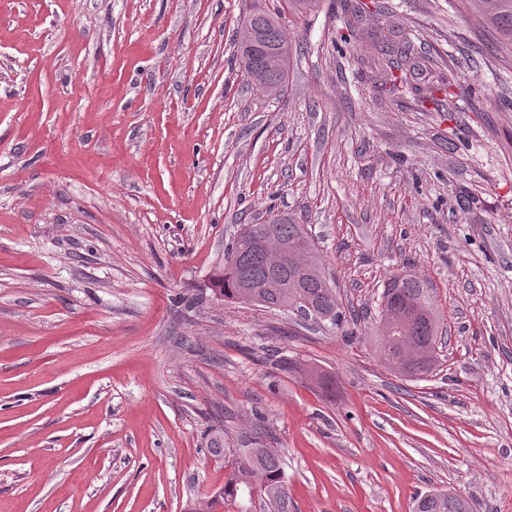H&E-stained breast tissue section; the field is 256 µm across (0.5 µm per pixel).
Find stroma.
<instances>
[{
	"mask_svg": "<svg viewBox=\"0 0 512 512\" xmlns=\"http://www.w3.org/2000/svg\"><path fill=\"white\" fill-rule=\"evenodd\" d=\"M456 83L389 101L344 0L290 20L284 92L243 79L253 0H0V512H188L251 430L293 512H512V50L463 0H386ZM312 232L341 326L223 302L240 225ZM411 263L448 339L377 356ZM469 499L454 492H429L416 498L414 512H472Z\"/></svg>",
	"mask_w": 512,
	"mask_h": 512,
	"instance_id": "35a3bbf8",
	"label": "stroma"
}]
</instances>
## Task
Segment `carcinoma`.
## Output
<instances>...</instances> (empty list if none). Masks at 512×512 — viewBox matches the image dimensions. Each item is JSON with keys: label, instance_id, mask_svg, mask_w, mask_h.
Instances as JSON below:
<instances>
[{"label": "carcinoma", "instance_id": "obj_1", "mask_svg": "<svg viewBox=\"0 0 512 512\" xmlns=\"http://www.w3.org/2000/svg\"><path fill=\"white\" fill-rule=\"evenodd\" d=\"M468 8L493 28L504 47H512V0H466ZM317 0H281L273 10L255 9L236 32V62L255 89L267 95L283 92L291 40L286 15L302 16ZM391 17L386 5L371 12L357 0L345 12L350 36L368 38L369 52L385 61L382 87L396 99L412 96L419 103L436 101L435 93L451 94L454 84L424 78L434 61L414 51L410 43L393 44L382 35L364 32L369 17ZM235 262L239 273H215V294L226 302L259 305L268 309L308 310L334 326L342 324L345 308L326 280L318 249L306 225L277 216L264 224H245L227 251L224 263ZM443 318L429 289L412 273L403 271L385 283L375 334L380 360L391 371L410 378L427 375L436 367V348L443 338ZM210 449L224 457V486L197 499L191 512H221L242 499H259L263 512H292L284 462L278 449L259 436H249L240 448L224 447L216 435ZM414 512H472L469 499L454 492H429L416 498Z\"/></svg>", "mask_w": 512, "mask_h": 512}]
</instances>
